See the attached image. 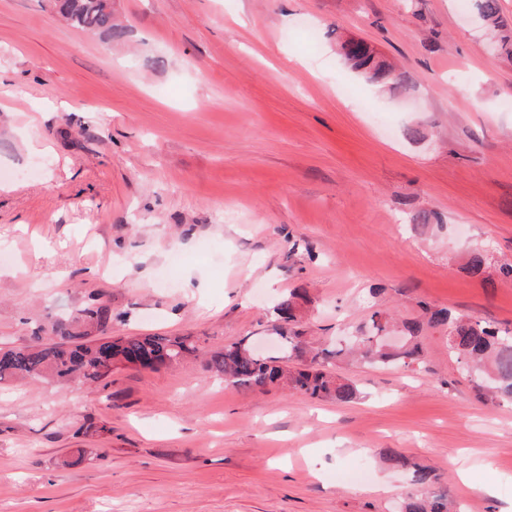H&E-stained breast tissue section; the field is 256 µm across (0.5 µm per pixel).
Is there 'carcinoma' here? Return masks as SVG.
<instances>
[{
    "instance_id": "carcinoma-1",
    "label": "carcinoma",
    "mask_w": 512,
    "mask_h": 512,
    "mask_svg": "<svg viewBox=\"0 0 512 512\" xmlns=\"http://www.w3.org/2000/svg\"><path fill=\"white\" fill-rule=\"evenodd\" d=\"M53 6L77 30L109 40L123 35L114 20L112 0H54ZM476 9L484 21L497 23L499 0H476ZM343 50L355 68L373 72L376 83L402 82L386 63L374 60L367 46L351 48L346 42ZM275 314L284 324L294 322L293 298L282 300L275 307ZM111 322L110 308L98 296H90L77 316L55 321L51 335L36 332L27 345L0 347V383L47 380L92 384L111 373L114 365L158 371L196 356L201 350L198 341L187 335L114 336L108 331ZM402 325L406 331L403 344L386 346L383 336L393 326V318L387 311L376 310L369 326L355 337V345L347 351L316 346L290 329L279 339L289 355L303 358L293 369L274 357L255 353L244 339L205 353V367L227 385L260 391L283 389L310 400L347 404L357 399L359 390L353 381L332 372V358L346 353L370 366L409 368L424 355L420 336L423 326L445 327L448 352L466 371L478 372L489 380L487 400L512 402V331L474 317L457 318L446 308L427 311L424 323L415 320ZM436 482L433 469L415 467L414 490L407 495L401 512H448L446 496L433 489Z\"/></svg>"
}]
</instances>
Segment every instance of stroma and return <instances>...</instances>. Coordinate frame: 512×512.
Masks as SVG:
<instances>
[{"label":"stroma","mask_w":512,"mask_h":512,"mask_svg":"<svg viewBox=\"0 0 512 512\" xmlns=\"http://www.w3.org/2000/svg\"><path fill=\"white\" fill-rule=\"evenodd\" d=\"M112 7L109 41L47 0H0V345L94 293L113 334L207 351L244 338L280 355L274 308L293 289L315 342L427 306L512 330V51L473 9ZM341 36L407 83L352 71ZM445 336L423 330L410 369L342 366L360 391L342 405L227 387L198 361L8 386L0 512H399L416 465L462 512H512V404L481 399ZM79 448L92 456L69 465Z\"/></svg>","instance_id":"obj_1"}]
</instances>
